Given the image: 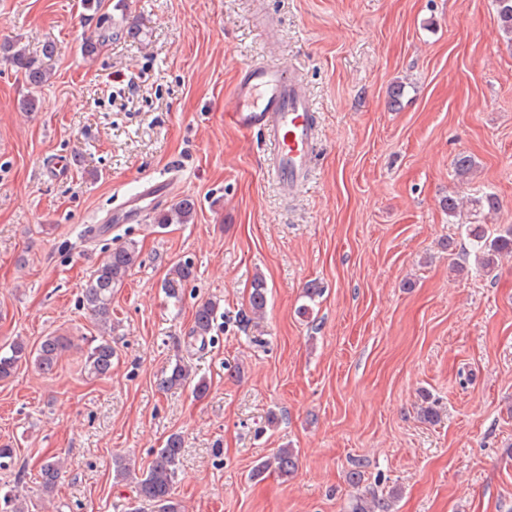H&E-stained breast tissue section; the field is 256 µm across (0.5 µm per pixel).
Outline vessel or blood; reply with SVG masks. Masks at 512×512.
<instances>
[{"label": "vessel or blood", "instance_id": "vessel-or-blood-1", "mask_svg": "<svg viewBox=\"0 0 512 512\" xmlns=\"http://www.w3.org/2000/svg\"><path fill=\"white\" fill-rule=\"evenodd\" d=\"M224 117L240 131L263 132L270 146L268 173L283 191L300 192L309 178L317 142L313 103L303 83L280 63L256 62L239 72ZM170 183L145 182L124 211L137 215L141 204L173 191Z\"/></svg>", "mask_w": 512, "mask_h": 512}]
</instances>
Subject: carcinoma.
I'll use <instances>...</instances> for the list:
<instances>
[{
	"instance_id": "1",
	"label": "carcinoma",
	"mask_w": 512,
	"mask_h": 512,
	"mask_svg": "<svg viewBox=\"0 0 512 512\" xmlns=\"http://www.w3.org/2000/svg\"><path fill=\"white\" fill-rule=\"evenodd\" d=\"M496 5L501 29L505 34L512 36V0H496ZM4 50L10 53V61L24 74L31 88L35 89L45 82L49 72L35 60L27 57L20 50L12 51L9 45L4 47ZM195 212L194 200L184 198L170 210L159 213L156 223L162 226L188 224L193 220ZM465 231L477 249L478 264L485 269L491 268L500 254L512 253V227L504 229L492 239L486 234L481 224H468ZM137 258L136 245L131 241L112 248L103 264L97 268L85 285L84 301L99 317L102 325L105 326L109 322L112 288L122 283L135 265ZM192 274L193 268L188 262L173 266L162 285L166 296L176 303L180 302L184 282ZM267 303V286L262 278L257 277L253 280L248 296L249 310L254 315H260L265 311ZM217 313L218 305L213 301L201 303L195 311L191 338L202 346L205 345V339L213 329ZM64 348V341L57 336L45 337L33 352L28 350L25 342L14 340L9 344L8 351L0 352V379L10 377L19 364L31 358L42 373L51 374ZM113 357L112 343L106 338L101 339L87 352L88 372L96 377L110 374ZM187 380L188 371L182 360L178 359L170 375L161 382V385L180 386ZM182 448L181 437L177 434L170 435L164 447L155 451L147 470L140 474L135 473V469L124 457L116 456L112 459L114 477L118 480H134L137 499L152 504L156 512H181V504L174 497V484ZM298 464L297 451L292 448H279L268 459L254 467L251 477L257 479L267 473H273L281 478H287L295 473ZM40 475L43 490L52 492L61 475V462L54 457L45 460L41 465ZM393 498L392 493L379 495L375 490L368 488L354 498L351 512H391Z\"/></svg>"
}]
</instances>
